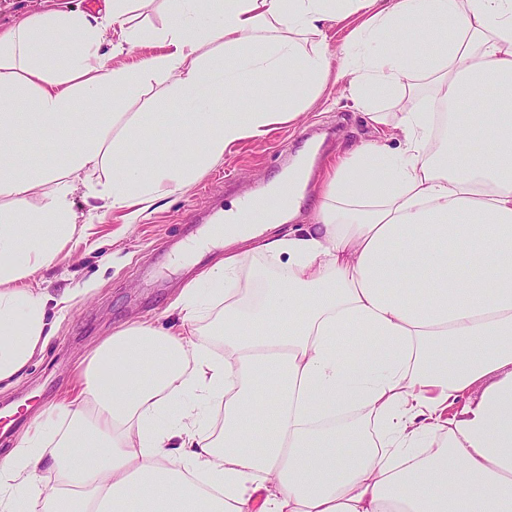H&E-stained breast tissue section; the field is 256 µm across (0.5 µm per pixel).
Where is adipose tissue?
I'll return each mask as SVG.
<instances>
[{"mask_svg": "<svg viewBox=\"0 0 512 512\" xmlns=\"http://www.w3.org/2000/svg\"><path fill=\"white\" fill-rule=\"evenodd\" d=\"M172 2L159 28L103 0L0 32V381L48 340L30 283L78 231L74 192L132 224L294 120L330 74L328 24L359 16L347 90L376 125L394 97L400 146L355 145L302 231L272 233L303 165L271 185L265 226L209 227L226 252L182 289L176 326L112 334L0 457V512H512V0ZM146 40L165 53L108 65ZM411 74L448 113L445 150ZM261 82L273 96L242 117L213 95ZM163 83L186 111L113 134L117 103ZM22 130L49 161H17ZM160 135L170 155L131 156ZM240 245L261 261L248 276Z\"/></svg>", "mask_w": 512, "mask_h": 512, "instance_id": "ef3b65f1", "label": "adipose tissue"}]
</instances>
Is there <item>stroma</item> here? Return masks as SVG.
I'll return each mask as SVG.
<instances>
[{
    "label": "stroma",
    "mask_w": 512,
    "mask_h": 512,
    "mask_svg": "<svg viewBox=\"0 0 512 512\" xmlns=\"http://www.w3.org/2000/svg\"><path fill=\"white\" fill-rule=\"evenodd\" d=\"M101 0H0V30L19 18L67 5L89 10ZM182 106L165 97L162 87L142 89L128 97L123 114L112 127L120 132L137 112H178ZM333 129L319 149L308 187L299 200V215L287 221L295 230L312 223L325 170L340 152L362 142L384 140L398 146L393 128L374 127L345 90L344 83L328 77L303 115L272 125L259 139L231 146L222 160L190 186L158 202L139 222L125 223L121 212L75 194V210L83 226L65 254L39 276L36 286L50 298L48 322L52 327L42 352L19 380L0 385V416L11 414L15 427L0 433V450L14 447L32 417L51 403L68 396L85 357L121 325L148 321L170 325L171 309L181 288L224 254L222 243L179 263L187 243L201 237L214 210L235 208L240 198L266 191L293 158L306 147L305 134Z\"/></svg>",
    "instance_id": "35a3bbf8"
}]
</instances>
